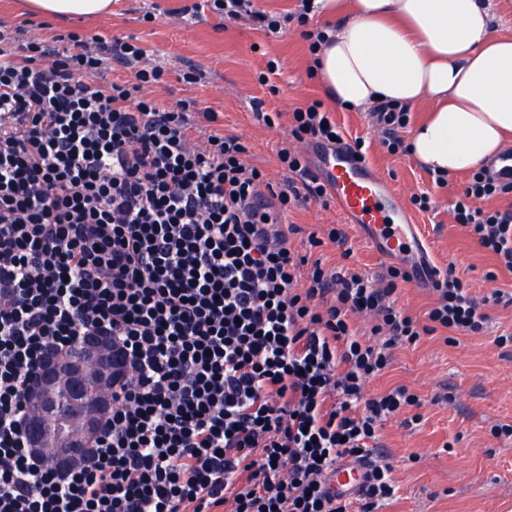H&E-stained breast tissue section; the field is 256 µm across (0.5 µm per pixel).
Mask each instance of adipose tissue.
<instances>
[{"label":"adipose tissue","mask_w":512,"mask_h":512,"mask_svg":"<svg viewBox=\"0 0 512 512\" xmlns=\"http://www.w3.org/2000/svg\"><path fill=\"white\" fill-rule=\"evenodd\" d=\"M326 36L310 70L329 102L362 112L424 104L409 151L431 173L478 169L512 148V35L495 0H313ZM112 0H27L39 16L96 18Z\"/></svg>","instance_id":"1"}]
</instances>
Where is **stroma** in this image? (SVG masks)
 <instances>
[{
    "label": "stroma",
    "mask_w": 512,
    "mask_h": 512,
    "mask_svg": "<svg viewBox=\"0 0 512 512\" xmlns=\"http://www.w3.org/2000/svg\"><path fill=\"white\" fill-rule=\"evenodd\" d=\"M190 3L112 0L111 14L86 21L44 20L26 14L23 0H0V25L21 28L26 37L46 42L69 32L108 40L134 38L151 61L166 70L164 82L151 90L153 97L169 105L191 97L217 112L219 127L246 146V163L263 168L272 182H281L276 150L288 137L291 112L325 99L308 74L311 56L304 29L292 17L299 0H256L257 8L280 16L277 34L244 21H224L210 11L196 18L183 15ZM147 11L154 12V21H144ZM270 60L277 71L268 84H260L258 75ZM190 67L203 79L188 86L181 74ZM255 99L263 101L265 110L281 112L279 126L269 128L255 119ZM335 117L347 141L363 140L366 163L399 189L431 242L437 266H454L475 296L496 288L512 291V272L499 267L496 257L453 219V204L467 175L437 185L410 154L387 151L383 133L367 113L339 108ZM421 193L430 197V211L413 205V197ZM348 246L346 255L324 247L325 265L384 272L385 262L356 235H349ZM490 271L495 280L487 279ZM487 314L483 333L453 343L435 333L396 347L389 368L367 385L371 392L405 385L422 400L420 425L409 429L391 420L380 431V452L392 465L399 486L389 512H512V440L490 434L494 425L512 424V348L494 342L502 332H512V307L491 306ZM443 392L452 396V403H434V395Z\"/></svg>",
    "instance_id": "obj_1"
}]
</instances>
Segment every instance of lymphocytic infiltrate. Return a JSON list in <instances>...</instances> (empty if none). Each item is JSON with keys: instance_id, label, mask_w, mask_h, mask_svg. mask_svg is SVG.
Instances as JSON below:
<instances>
[{"instance_id": "f902f5d3", "label": "lymphocytic infiltrate", "mask_w": 512, "mask_h": 512, "mask_svg": "<svg viewBox=\"0 0 512 512\" xmlns=\"http://www.w3.org/2000/svg\"><path fill=\"white\" fill-rule=\"evenodd\" d=\"M112 62L131 80H106ZM164 79L130 40L0 35V512H384L398 487L379 429L417 425L421 402L367 382L396 345L482 332L486 302L512 293L482 301L438 270L421 323L398 305L402 268H326L318 251L346 231L327 225L300 250L282 218L327 200L294 145L339 136L332 113L294 109L275 184L216 112L151 97ZM262 188L271 208L249 204ZM509 193L480 168L453 217L512 271V210L489 205ZM95 329L134 361L93 455L61 475L20 422L46 350ZM340 464L363 472L352 492L333 484Z\"/></svg>"}]
</instances>
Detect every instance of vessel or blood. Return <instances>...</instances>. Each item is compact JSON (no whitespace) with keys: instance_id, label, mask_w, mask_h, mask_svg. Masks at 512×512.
<instances>
[{"instance_id":"1","label":"vessel or blood","mask_w":512,"mask_h":512,"mask_svg":"<svg viewBox=\"0 0 512 512\" xmlns=\"http://www.w3.org/2000/svg\"><path fill=\"white\" fill-rule=\"evenodd\" d=\"M312 176L323 182L343 223L381 259L402 262L413 280L434 275L431 246L392 183L359 160L348 142L307 148Z\"/></svg>"}]
</instances>
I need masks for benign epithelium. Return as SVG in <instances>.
Instances as JSON below:
<instances>
[{
	"mask_svg": "<svg viewBox=\"0 0 512 512\" xmlns=\"http://www.w3.org/2000/svg\"><path fill=\"white\" fill-rule=\"evenodd\" d=\"M81 344L79 358L67 348L46 356L21 425L30 453L61 473L81 465L92 452L112 409V384L129 370L124 351L107 332L90 331ZM90 379L99 390L92 403L84 394Z\"/></svg>",
	"mask_w": 512,
	"mask_h": 512,
	"instance_id": "1",
	"label": "benign epithelium"
}]
</instances>
